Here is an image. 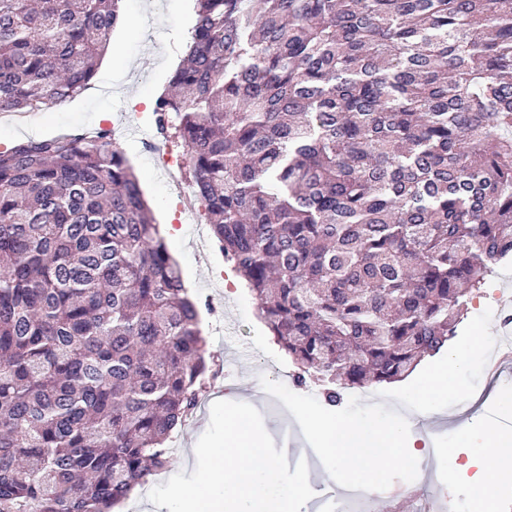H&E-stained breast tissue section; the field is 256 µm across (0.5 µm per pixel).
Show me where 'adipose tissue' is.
I'll list each match as a JSON object with an SVG mask.
<instances>
[{
    "label": "adipose tissue",
    "instance_id": "adipose-tissue-1",
    "mask_svg": "<svg viewBox=\"0 0 512 512\" xmlns=\"http://www.w3.org/2000/svg\"><path fill=\"white\" fill-rule=\"evenodd\" d=\"M484 336H477L470 351H449L447 361L417 385L409 394V402L433 403L466 393L465 380L475 356L482 350ZM310 433L322 445L323 463L342 490L371 487L378 484L390 463L399 462L418 469L425 452L416 448L411 433L412 420L390 423L354 421L328 423L316 416H308ZM474 426L467 425L457 432L459 441L470 444L478 467L471 480L473 500L478 512H493L495 486L492 475L512 478V436L488 433L481 441H474Z\"/></svg>",
    "mask_w": 512,
    "mask_h": 512
}]
</instances>
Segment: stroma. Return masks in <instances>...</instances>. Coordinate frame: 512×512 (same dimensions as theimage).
Segmentation results:
<instances>
[{
	"mask_svg": "<svg viewBox=\"0 0 512 512\" xmlns=\"http://www.w3.org/2000/svg\"><path fill=\"white\" fill-rule=\"evenodd\" d=\"M122 5L123 19L109 34L112 61L98 68L90 88L61 106L36 113L34 121L25 126L0 122V150L63 131L92 132L107 122L118 125L125 111L143 110L139 128L125 130L120 144L156 223L178 226V236L167 238L166 243L180 264L186 287L205 305L201 317L207 349L221 367L219 376L208 382L194 418L174 440L167 469L150 479V487L165 484L178 472L192 473L194 448L209 425L213 403L235 396L260 411L266 431L286 458L297 454L314 458L310 470L314 496L301 512H326L330 503L327 493L336 483L320 464L322 450L307 433L306 413L335 423L390 422L408 416L412 408L404 401V394L442 361L425 359L411 378L400 382L351 390L335 407L323 403L314 385H297L293 365L256 315L254 296L240 285L225 290L222 275L231 271L232 265L216 244H209L207 257H200L196 225L179 222L178 198L169 190L168 176L143 147L144 140L154 135L148 118L153 101L179 65L181 48L189 38L192 0H123ZM502 288L512 291V264L499 268L486 288L474 295L451 342L453 349L469 350L482 326L489 328L491 336H498L496 295ZM460 415V410L448 403L418 417L414 432L421 437L422 447L429 450L425 462L418 470L398 464L389 468L385 482L374 487L373 512H388V491L394 487L416 492L430 485L431 499L439 506L467 501L476 468L470 450L460 445L455 435Z\"/></svg>",
	"mask_w": 512,
	"mask_h": 512,
	"instance_id": "obj_1",
	"label": "stroma"
}]
</instances>
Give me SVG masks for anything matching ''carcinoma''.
<instances>
[{
	"label": "carcinoma",
	"mask_w": 512,
	"mask_h": 512,
	"mask_svg": "<svg viewBox=\"0 0 512 512\" xmlns=\"http://www.w3.org/2000/svg\"><path fill=\"white\" fill-rule=\"evenodd\" d=\"M119 2L0 0V112L87 90ZM151 112L329 405L444 351L512 262V0H194ZM212 373L119 143L0 151V512H112Z\"/></svg>",
	"instance_id": "cac0c4a2"
}]
</instances>
